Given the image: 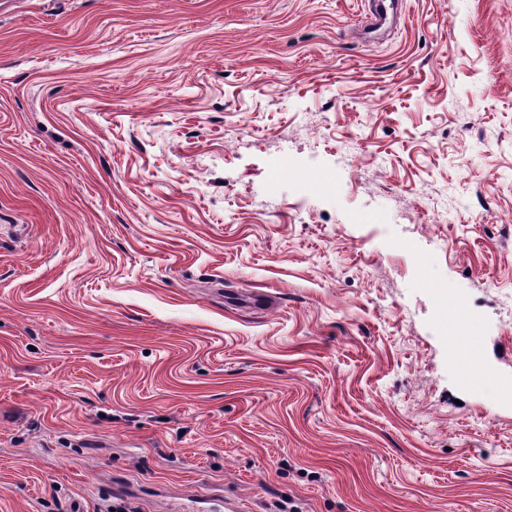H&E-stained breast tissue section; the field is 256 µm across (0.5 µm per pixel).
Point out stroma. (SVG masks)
Segmentation results:
<instances>
[{
	"label": "stroma",
	"instance_id": "obj_1",
	"mask_svg": "<svg viewBox=\"0 0 512 512\" xmlns=\"http://www.w3.org/2000/svg\"><path fill=\"white\" fill-rule=\"evenodd\" d=\"M368 8L0 0V512H512V0Z\"/></svg>",
	"mask_w": 512,
	"mask_h": 512
}]
</instances>
